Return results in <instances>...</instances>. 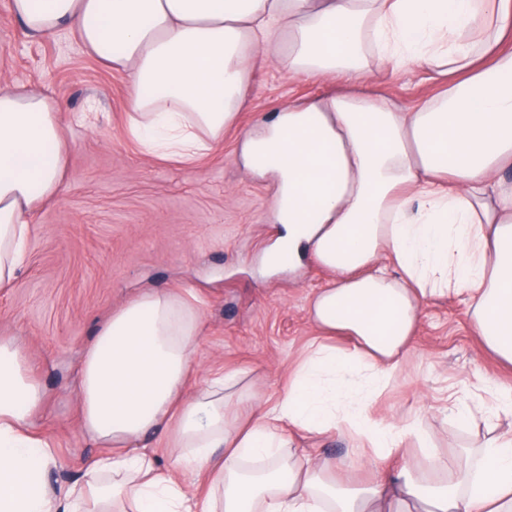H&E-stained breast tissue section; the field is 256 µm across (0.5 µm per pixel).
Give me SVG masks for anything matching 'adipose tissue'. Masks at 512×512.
<instances>
[{"label": "adipose tissue", "mask_w": 512, "mask_h": 512, "mask_svg": "<svg viewBox=\"0 0 512 512\" xmlns=\"http://www.w3.org/2000/svg\"><path fill=\"white\" fill-rule=\"evenodd\" d=\"M28 34H73L123 68L130 134L150 152L193 160L249 103L252 68L332 81L242 133L238 156L271 176L282 231L279 265L313 256L333 279L310 300L321 335L273 407L240 416L246 374L194 393L202 309L189 289L155 288L113 310L80 359L82 431L102 453L55 493L50 444L34 429L44 400L26 345L0 339V512H365L367 502L425 500L433 512H512V439L459 467L415 426L336 405V379L384 389L410 357L430 296L465 291L485 346L512 364V0H11ZM426 66L442 94L416 108L373 94L371 59ZM59 106L46 92L0 86V285L26 260L30 218L64 190ZM344 335L351 351L325 344ZM346 425L385 457L413 436L450 486L424 484L413 463L376 470L362 488L329 461L283 457L285 426L320 434ZM173 438V468L139 449Z\"/></svg>", "instance_id": "ef3b65f1"}]
</instances>
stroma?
<instances>
[{
  "mask_svg": "<svg viewBox=\"0 0 512 512\" xmlns=\"http://www.w3.org/2000/svg\"><path fill=\"white\" fill-rule=\"evenodd\" d=\"M9 2L0 0V81L57 99L67 141L65 190L33 214L25 264L0 288V338L27 345L26 370L45 390L35 425L55 450L48 481L57 488L83 478L100 453L79 420L81 353L114 308L147 289L191 288L203 301L189 389L215 372L245 370L255 403L284 395L317 336L309 300L330 276L309 259L294 271L263 265L275 236V186L244 171L237 143L275 108L318 96L328 84L257 65L249 109L208 156L190 164L148 154L127 134L124 76L67 34L31 39ZM373 69V91L408 107L442 88L425 67ZM509 387L512 367L486 349L466 293L451 291L425 303L411 357L364 407L397 427L417 423L441 451L467 454L512 435V408L502 401ZM285 433L296 455L336 462L350 484L369 481L374 454L355 453L350 433L290 426Z\"/></svg>",
  "mask_w": 512,
  "mask_h": 512,
  "instance_id": "1",
  "label": "stroma"
}]
</instances>
